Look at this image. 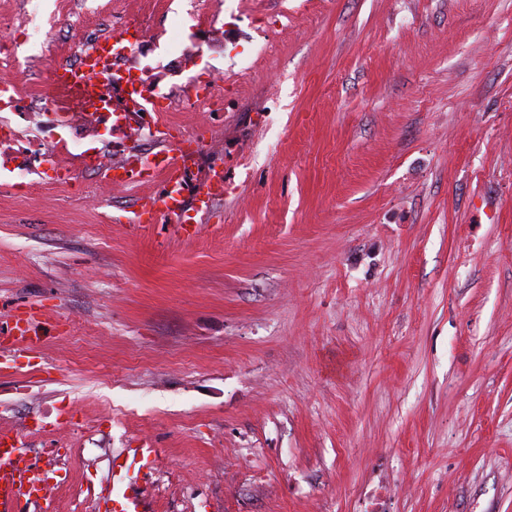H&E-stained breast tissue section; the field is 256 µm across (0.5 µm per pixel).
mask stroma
Listing matches in <instances>:
<instances>
[{
    "instance_id": "stroma-1",
    "label": "stroma",
    "mask_w": 512,
    "mask_h": 512,
    "mask_svg": "<svg viewBox=\"0 0 512 512\" xmlns=\"http://www.w3.org/2000/svg\"><path fill=\"white\" fill-rule=\"evenodd\" d=\"M162 87L206 8L224 197L175 237L65 188L0 197V430L97 512L112 458L152 512H512V0H108ZM41 322L35 312L11 316L2 328V334L12 337L13 342L26 348L36 347L42 334Z\"/></svg>"
}]
</instances>
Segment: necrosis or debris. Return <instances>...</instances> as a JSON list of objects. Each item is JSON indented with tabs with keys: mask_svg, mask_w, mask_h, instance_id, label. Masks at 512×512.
Instances as JSON below:
<instances>
[{
	"mask_svg": "<svg viewBox=\"0 0 512 512\" xmlns=\"http://www.w3.org/2000/svg\"><path fill=\"white\" fill-rule=\"evenodd\" d=\"M60 21V9L34 0L24 18L9 21L10 37L0 40V67L10 72L0 80V168L12 175L11 181L0 183V196L42 191L49 185L73 186L87 174L90 182L79 184L81 199L97 209L111 198L113 185L125 183L123 158L135 153L158 168L166 162L165 155L144 147L154 141V129L164 121L149 119L134 107L132 87L151 94L159 111H168L171 101L127 50L96 75L94 109L86 108L79 85L62 86L48 79L35 94L26 93L31 61L26 47L34 40L49 50ZM223 87V71L206 79L190 76L181 85L184 105L195 112L223 111ZM214 153L211 144L197 143L181 183L168 191L173 211L184 222H193L198 209L214 205L203 192L204 177L218 168Z\"/></svg>",
	"mask_w": 512,
	"mask_h": 512,
	"instance_id": "4bbe7bcc",
	"label": "necrosis or debris"
}]
</instances>
